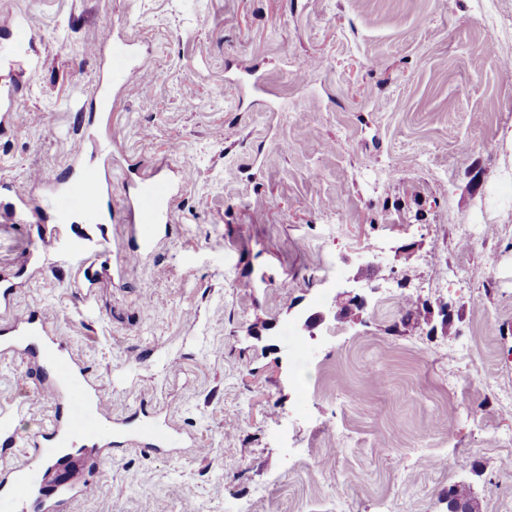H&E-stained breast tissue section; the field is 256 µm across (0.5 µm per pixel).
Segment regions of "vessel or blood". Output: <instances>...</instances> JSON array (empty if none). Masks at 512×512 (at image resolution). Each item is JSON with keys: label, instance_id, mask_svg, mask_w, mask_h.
I'll list each match as a JSON object with an SVG mask.
<instances>
[{"label": "vessel or blood", "instance_id": "vessel-or-blood-1", "mask_svg": "<svg viewBox=\"0 0 512 512\" xmlns=\"http://www.w3.org/2000/svg\"><path fill=\"white\" fill-rule=\"evenodd\" d=\"M35 37L24 26L9 28L0 43V57H31ZM97 84L112 97H120L131 80L144 67L142 51L121 33L106 31L94 48ZM23 88L12 87L0 92V128L11 127ZM106 115L90 116L73 147L70 175L60 182H47V192L39 202H31L0 182V222L5 224H36L40 231L36 248L25 257L26 266L42 271L58 262L60 247L69 244L70 269L79 287L92 290L103 273L89 264V254L102 252L107 236L74 233L70 230L72 211H80L85 222L100 224L105 206L112 203V170L116 158L105 143L103 134L110 131ZM123 207L130 245L122 255L121 267L150 259L158 240L166 232L181 188L160 171L144 175L128 173L123 184ZM65 338L53 335L46 311L35 307L13 318L0 329V353L21 355L27 360L30 378L55 397H69L73 388H80L84 409L71 416L56 415L50 428L32 442L31 454L37 464L28 469L9 468L0 475V503L9 512H66L69 504L86 488V467L67 473L54 483L48 471L57 465L60 449L89 446L99 453H110L118 441L137 447L152 456L169 452L187 444L186 437L158 416L144 415L134 419H113L99 385L85 364L68 356Z\"/></svg>", "mask_w": 512, "mask_h": 512}]
</instances>
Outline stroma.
Instances as JSON below:
<instances>
[{"instance_id":"obj_1","label":"stroma","mask_w":512,"mask_h":512,"mask_svg":"<svg viewBox=\"0 0 512 512\" xmlns=\"http://www.w3.org/2000/svg\"><path fill=\"white\" fill-rule=\"evenodd\" d=\"M18 16L38 65L0 63L27 90L0 178L69 167L113 25L146 60L113 144L192 173L155 255L90 296L66 264L21 273L35 233L0 223L12 315L49 313L112 416L196 439L98 460L70 512H448L460 485L512 512V0H0V36ZM56 409L0 356V468Z\"/></svg>"}]
</instances>
